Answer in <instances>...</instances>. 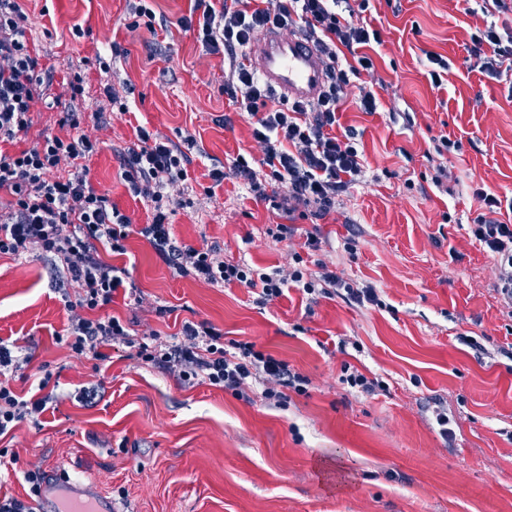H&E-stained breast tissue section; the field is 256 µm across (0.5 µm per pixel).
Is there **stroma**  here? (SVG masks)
<instances>
[{
    "mask_svg": "<svg viewBox=\"0 0 512 512\" xmlns=\"http://www.w3.org/2000/svg\"><path fill=\"white\" fill-rule=\"evenodd\" d=\"M137 0H22L29 38L52 75L49 95L81 76L72 104L98 145L85 164L96 190L132 225L152 211L122 178L120 154L137 126L171 140L189 158L181 202L169 219L179 244L218 248L228 261L264 272L301 256L308 275L321 267L379 289L384 307L341 298L285 295L260 303L256 290L210 286L177 275L148 240L131 234L126 267L141 307L116 293L108 314L130 324L132 345L103 360L71 351L64 295L40 250L0 255V339L34 359L12 385L56 387L38 421L0 438V497L27 500L33 466L64 472L110 495L124 512H512V316L493 290L494 261L471 234L484 189L512 200V96L504 84L464 64L470 36L489 16L466 0H370L380 31L379 106L345 105L342 126L356 129L366 177L317 218L286 214L281 191L256 195L236 177L238 155L259 156L252 119L224 94V55L206 52L179 26L194 0H148L162 26L148 30ZM447 56L441 89L426 77V52ZM115 88L111 102L107 88ZM63 108L35 104L33 124L15 142L66 137ZM106 123L95 130L96 120ZM455 149L436 153L441 137ZM224 169L215 183L209 172ZM455 176L437 186L438 167ZM292 223L293 236L272 238ZM316 232L321 244L304 242ZM356 241L355 254L343 249ZM167 314H157V307ZM207 322L225 342H251L306 376L277 406L208 384L187 386L136 356L139 343L173 342L184 321ZM381 384L349 394L343 365ZM97 388L84 404V389Z\"/></svg>",
    "mask_w": 512,
    "mask_h": 512,
    "instance_id": "1",
    "label": "stroma"
}]
</instances>
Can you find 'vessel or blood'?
Segmentation results:
<instances>
[{"label":"vessel or blood","instance_id":"obj_1","mask_svg":"<svg viewBox=\"0 0 512 512\" xmlns=\"http://www.w3.org/2000/svg\"><path fill=\"white\" fill-rule=\"evenodd\" d=\"M249 64L280 99L309 103L323 92L327 76L324 61L302 34H284L271 26L255 39ZM43 502L51 512H117L107 495L78 481L59 483L48 473Z\"/></svg>","mask_w":512,"mask_h":512}]
</instances>
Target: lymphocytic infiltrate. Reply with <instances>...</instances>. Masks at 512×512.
Listing matches in <instances>:
<instances>
[{"instance_id": "1", "label": "lymphocytic infiltrate", "mask_w": 512, "mask_h": 512, "mask_svg": "<svg viewBox=\"0 0 512 512\" xmlns=\"http://www.w3.org/2000/svg\"><path fill=\"white\" fill-rule=\"evenodd\" d=\"M368 5L369 0H358L354 6L341 5L340 0H258L248 10L241 8L240 0H195L198 17L180 20L183 28L196 30L206 50L223 53L228 67L224 91L253 119L252 137L262 157L254 167L245 156H237L236 176L256 192L267 180L285 188L287 211L303 205L323 216L335 207L341 193L365 176L364 155L354 132L340 134L336 128L347 97H354L361 111L377 109L373 89L354 87L351 81L357 71L375 72L370 51L383 43L380 31L362 17ZM25 19L18 0H0V191L10 195L5 212L0 213V254L19 257L36 248L60 259L68 282L76 288L74 298L65 302L74 335L71 349L98 359L102 347L127 342L129 336L125 324L105 312L125 286L128 271L101 261L98 246L106 243L112 252L125 254L130 219L90 184L82 161L93 154L95 143L90 134L80 131L76 114L68 116L75 135L54 136L19 152L8 151V144L31 128L33 105L44 96L45 69L26 36ZM297 19L319 46L327 68L326 90L310 104L265 108L270 92L244 58L258 30L271 23L288 30ZM468 53L480 72L512 83V25L490 23L477 30ZM121 164L131 193L154 204L151 222L141 228V235L178 274L212 286L236 282L256 288L265 301L282 297L293 283L309 295L318 292L358 305L381 306L376 288L328 269L315 282L305 279L298 268L257 273L246 264L224 261L214 251L177 244L163 201L184 181L187 156L168 139L137 127L136 141L122 153ZM63 166L70 167V176H58ZM476 195L485 212L472 233L495 257L494 290L500 293L503 307L512 311V222L500 217L502 211L512 212V203L503 204L481 189ZM180 334L179 343L159 345L149 353L138 351V358L177 374L181 381L217 386L241 398L259 380L264 399L277 404L284 401L285 388L307 383L252 343L240 342L235 351H228L222 333L212 325L187 321ZM31 360L30 354L0 340V436L46 408L43 394L23 399L4 378L5 372L19 371Z\"/></svg>"}]
</instances>
